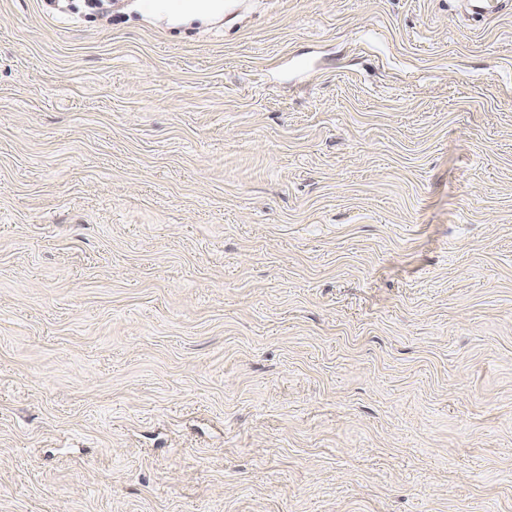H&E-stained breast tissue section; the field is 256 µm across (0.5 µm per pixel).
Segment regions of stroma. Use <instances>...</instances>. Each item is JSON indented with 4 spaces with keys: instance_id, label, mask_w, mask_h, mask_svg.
Wrapping results in <instances>:
<instances>
[{
    "instance_id": "obj_1",
    "label": "stroma",
    "mask_w": 512,
    "mask_h": 512,
    "mask_svg": "<svg viewBox=\"0 0 512 512\" xmlns=\"http://www.w3.org/2000/svg\"><path fill=\"white\" fill-rule=\"evenodd\" d=\"M0 0V512H512V13ZM142 11L151 17H164L175 25L206 22L219 14L222 0H141Z\"/></svg>"
}]
</instances>
